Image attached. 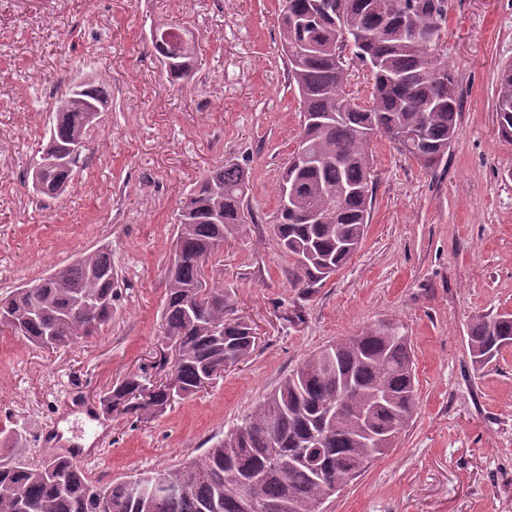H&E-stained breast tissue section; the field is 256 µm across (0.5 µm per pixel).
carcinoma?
Here are the masks:
<instances>
[{"instance_id": "obj_1", "label": "carcinoma", "mask_w": 512, "mask_h": 512, "mask_svg": "<svg viewBox=\"0 0 512 512\" xmlns=\"http://www.w3.org/2000/svg\"><path fill=\"white\" fill-rule=\"evenodd\" d=\"M448 0H284L279 20L290 82L301 104L306 158L286 163L275 188L277 244L293 258V287L312 295L357 250L375 199L371 134L394 140L397 130L420 131L402 152L427 168L441 165L458 137L461 92L435 47ZM150 42L169 81H191L198 62L194 38L157 23ZM366 66L371 99L359 106L347 91L344 53ZM53 100L49 140L32 169L49 158L65 164L41 172L40 193L59 195L72 184L89 150L100 113L110 111L108 85L87 80ZM497 132L512 141V63L499 68ZM247 164L227 160L209 171L181 208L175 251L167 269L163 333L180 341L173 382L132 374L100 395L116 416L137 421L163 414L175 398L207 390L226 366L256 347L253 327L233 316L224 282L201 286L199 260L245 225ZM201 298H196L198 287ZM114 276L107 245L80 255L26 294L0 299V330L57 349L91 336L112 317ZM512 341V313L473 316L467 324L472 362L490 363ZM415 356L409 337L379 322L359 335L314 351L258 401L242 424L199 457L135 479L103 484L66 456L35 462L0 459V512H248L267 504L279 512H315L325 490L315 470L331 467L342 484L384 451L371 435L399 434L415 410ZM342 395L343 409L326 410Z\"/></svg>"}]
</instances>
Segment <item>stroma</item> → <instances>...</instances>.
Returning a JSON list of instances; mask_svg holds the SVG:
<instances>
[{
    "label": "stroma",
    "instance_id": "obj_1",
    "mask_svg": "<svg viewBox=\"0 0 512 512\" xmlns=\"http://www.w3.org/2000/svg\"><path fill=\"white\" fill-rule=\"evenodd\" d=\"M284 0H0V295L100 245L117 296L97 333L46 351L0 332V457L38 460L92 437L91 479L154 473L199 456L240 425L311 352L381 321L414 348L417 407L395 448L328 498L325 512H512V346L476 368L466 326L512 313V143L497 135V71L512 61V0H448L440 52L462 96L459 135L429 169L385 137L365 237L314 294L290 284L276 245L275 185L301 132L279 41ZM191 31L202 65L170 84L151 23ZM97 77L112 110L78 178L34 194L48 140L45 91ZM246 161L257 217L209 260L257 347L207 391L153 420L97 408L131 373L174 351L160 332L177 214L226 160Z\"/></svg>",
    "mask_w": 512,
    "mask_h": 512
}]
</instances>
